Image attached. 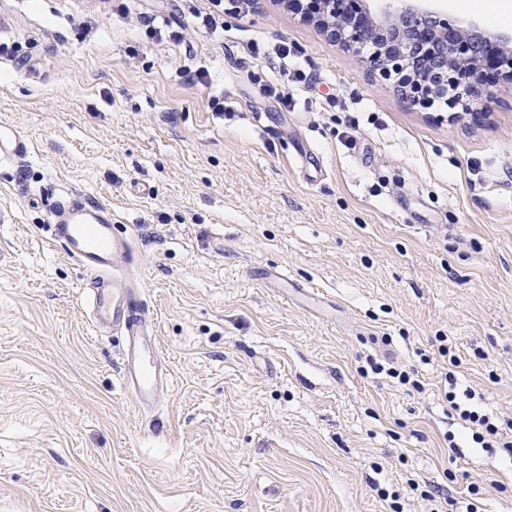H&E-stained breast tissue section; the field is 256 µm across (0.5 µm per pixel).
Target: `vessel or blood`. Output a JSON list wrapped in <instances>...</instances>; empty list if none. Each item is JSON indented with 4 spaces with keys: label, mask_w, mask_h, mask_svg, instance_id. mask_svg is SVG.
Masks as SVG:
<instances>
[{
    "label": "vessel or blood",
    "mask_w": 512,
    "mask_h": 512,
    "mask_svg": "<svg viewBox=\"0 0 512 512\" xmlns=\"http://www.w3.org/2000/svg\"><path fill=\"white\" fill-rule=\"evenodd\" d=\"M27 154V139L1 123L0 163H16ZM45 207L51 242L75 258L87 276L85 299L91 308L92 335L113 331L124 336L122 383L138 406L153 405L166 373L154 341V323L138 288L125 274L135 260L132 236L113 232L108 203L81 193L57 196Z\"/></svg>",
    "instance_id": "vessel-or-blood-1"
}]
</instances>
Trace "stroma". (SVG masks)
Masks as SVG:
<instances>
[{"label":"stroma","mask_w":512,"mask_h":512,"mask_svg":"<svg viewBox=\"0 0 512 512\" xmlns=\"http://www.w3.org/2000/svg\"><path fill=\"white\" fill-rule=\"evenodd\" d=\"M209 7L0 0V39L30 61L0 60V123L30 146L0 165V512H427L435 485L454 512H512V456L443 392L453 372L512 438V80L478 120L411 108L280 0H222L213 36ZM437 7L512 30V0ZM254 42L307 74L289 109L266 91L278 69L237 66ZM50 191L108 202L135 239L172 373L152 410L122 386V337L89 331L81 266L45 241L31 198Z\"/></svg>","instance_id":"stroma-1"}]
</instances>
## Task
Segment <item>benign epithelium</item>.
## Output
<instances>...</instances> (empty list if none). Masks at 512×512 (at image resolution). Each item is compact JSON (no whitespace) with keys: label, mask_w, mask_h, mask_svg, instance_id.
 Listing matches in <instances>:
<instances>
[{"label":"benign epithelium","mask_w":512,"mask_h":512,"mask_svg":"<svg viewBox=\"0 0 512 512\" xmlns=\"http://www.w3.org/2000/svg\"><path fill=\"white\" fill-rule=\"evenodd\" d=\"M319 2L323 12L318 22L329 41L344 42L356 52L368 41L383 44V54L368 60L369 67L393 82L407 105H420L428 92L447 93L448 83L458 78V29L448 22L447 15L428 7L430 0H379L384 7L378 10L372 8L370 0H361L372 25L357 30L340 8L342 0ZM466 35L471 65L465 89L477 97L486 91L478 67L484 35L476 22L470 23Z\"/></svg>","instance_id":"benign-epithelium-1"}]
</instances>
